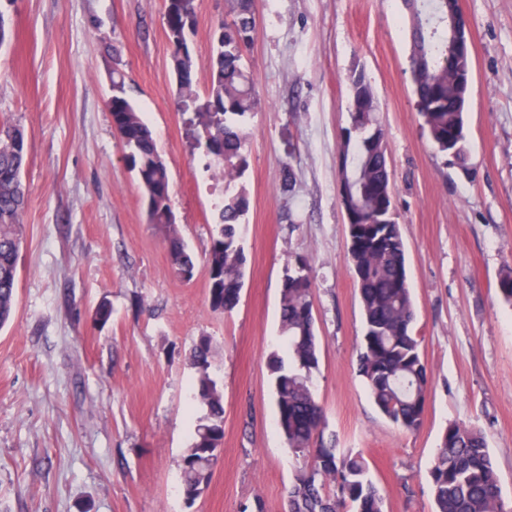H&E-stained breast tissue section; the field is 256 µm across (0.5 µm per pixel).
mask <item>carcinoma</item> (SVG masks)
<instances>
[{"label":"carcinoma","instance_id":"cac0c4a2","mask_svg":"<svg viewBox=\"0 0 512 512\" xmlns=\"http://www.w3.org/2000/svg\"><path fill=\"white\" fill-rule=\"evenodd\" d=\"M413 3L409 70L423 126L434 147L457 151L465 162L466 127L458 71L469 72L472 60L448 50V0H404ZM230 20L224 38H214L206 83L210 107L200 113L210 147L206 168L224 174V196L214 205L215 229L206 254L208 300L219 312L239 303L247 257L237 227L250 209L243 177L248 168L246 134L242 125L258 108L253 77L245 65L255 27L253 0H225ZM195 0L167 5L165 25L173 47L172 69L178 90L188 95L197 85L196 63L188 43L195 25ZM126 76L112 69L108 111L112 127L126 149L147 201L149 222L166 230L171 265L178 274H193L195 264L170 206L168 167L151 127L125 90ZM350 127L345 129L339 178L355 176L345 205L349 261L363 315L359 372L379 411L406 431L421 423L430 382L420 343L413 331L407 249L400 224L393 217L394 188L379 108L363 73L349 77ZM27 159L23 130L0 126V328L12 316L19 274L22 213L27 202L22 180ZM312 279L307 259L298 258L280 293V332L287 357H269L277 406V424L293 455L302 461L288 490V512H384L385 495L368 478L359 455L344 453L324 442L325 412L312 390V373L319 365V343L312 308ZM194 409L190 443L179 463L181 485L188 503L209 487L224 440V390L213 374L209 337L201 336L189 358ZM435 512H512L502 497L500 480L483 434L470 426H448L430 468Z\"/></svg>","mask_w":512,"mask_h":512}]
</instances>
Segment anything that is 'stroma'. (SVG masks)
Returning a JSON list of instances; mask_svg holds the SVG:
<instances>
[{
    "label": "stroma",
    "mask_w": 512,
    "mask_h": 512,
    "mask_svg": "<svg viewBox=\"0 0 512 512\" xmlns=\"http://www.w3.org/2000/svg\"><path fill=\"white\" fill-rule=\"evenodd\" d=\"M205 75L224 0H196ZM469 22L467 170L437 152L409 73L402 0H254L246 53L259 107L246 131L250 211L236 308L213 311L205 254L224 178L204 167L205 88L179 95L165 0H14L0 47V121L25 130L28 203L16 305L0 328V512H286L300 463L276 427L267 355L296 257L312 268L313 376L327 431L361 454L386 512H434L429 471L450 423L480 428L512 500V0H461ZM121 62L170 175L195 257L172 269L149 223L107 101ZM377 98L407 247L414 332L431 373L422 422L382 415L357 374L362 309L339 196L352 71ZM291 192H283L284 176ZM108 302L112 315L98 323ZM224 388V441L193 505L179 461L191 437L186 359L200 336Z\"/></svg>",
    "instance_id": "35a3bbf8"
}]
</instances>
